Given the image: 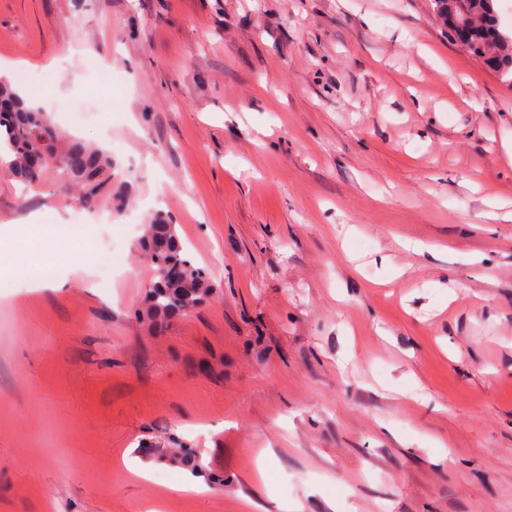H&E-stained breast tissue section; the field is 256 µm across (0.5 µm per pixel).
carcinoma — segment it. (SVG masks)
Returning a JSON list of instances; mask_svg holds the SVG:
<instances>
[{
  "label": "carcinoma",
  "mask_w": 512,
  "mask_h": 512,
  "mask_svg": "<svg viewBox=\"0 0 512 512\" xmlns=\"http://www.w3.org/2000/svg\"><path fill=\"white\" fill-rule=\"evenodd\" d=\"M469 10L482 17L483 24L471 32L469 52L502 71L512 73V42H497L495 0H468ZM9 157L10 172L28 184L41 181L46 170L60 176L65 186L81 188V202L95 207L97 193L112 180L114 164L104 151L80 143H64L45 110L28 102L5 78H0V154ZM141 248L149 257L154 279L145 293L142 309L153 321H162L193 311L215 292L207 271L185 254L175 230L160 215L146 225ZM157 461L181 465L198 472L201 456L187 448L156 446Z\"/></svg>",
  "instance_id": "obj_1"
}]
</instances>
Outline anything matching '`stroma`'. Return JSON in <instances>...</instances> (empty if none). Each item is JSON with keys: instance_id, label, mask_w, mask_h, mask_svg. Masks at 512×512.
<instances>
[{"instance_id": "obj_1", "label": "stroma", "mask_w": 512, "mask_h": 512, "mask_svg": "<svg viewBox=\"0 0 512 512\" xmlns=\"http://www.w3.org/2000/svg\"><path fill=\"white\" fill-rule=\"evenodd\" d=\"M0 61L115 163L0 161L75 230L0 234V512H512V82L433 0H0ZM157 213L217 290L152 326ZM154 456L157 461L169 465H181L191 467L195 472H202V458L187 448H167L165 445H156Z\"/></svg>"}]
</instances>
